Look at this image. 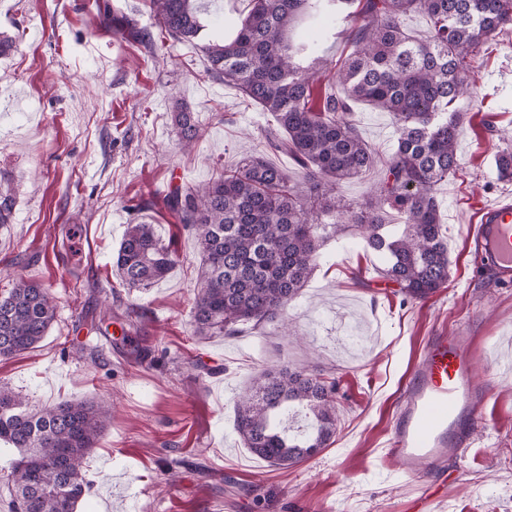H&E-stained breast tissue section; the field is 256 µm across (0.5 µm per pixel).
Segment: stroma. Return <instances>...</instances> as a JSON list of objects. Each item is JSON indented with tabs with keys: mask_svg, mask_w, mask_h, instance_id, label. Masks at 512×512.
Instances as JSON below:
<instances>
[{
	"mask_svg": "<svg viewBox=\"0 0 512 512\" xmlns=\"http://www.w3.org/2000/svg\"><path fill=\"white\" fill-rule=\"evenodd\" d=\"M92 3L0 0V28L17 37L0 58V185L17 191L0 227V293L22 274L56 303L34 349L0 357V384L32 409L63 400L108 409L78 512H512V282L475 259L469 241L481 208L512 198L496 170L512 150V25L482 48L477 98L457 103L462 170L439 188L447 288L404 296L344 236L324 243L286 314L203 338L190 326L200 258L163 196L262 150L273 119L205 77L201 49L123 42ZM180 104L200 129L188 150L172 128ZM353 112L387 159L391 116L363 104ZM141 221L175 254L168 278L146 291L125 288L112 264L127 225ZM121 304L146 314L126 336L103 317ZM442 330L471 337L490 400L470 447L417 480L386 444L410 373ZM283 367L335 380L339 415L328 446L288 468L253 455L234 430L238 396L259 371Z\"/></svg>",
	"mask_w": 512,
	"mask_h": 512,
	"instance_id": "1",
	"label": "stroma"
}]
</instances>
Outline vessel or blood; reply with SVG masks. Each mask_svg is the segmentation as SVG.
<instances>
[{"instance_id":"b4317fda","label":"vessel or blood","mask_w":512,"mask_h":512,"mask_svg":"<svg viewBox=\"0 0 512 512\" xmlns=\"http://www.w3.org/2000/svg\"><path fill=\"white\" fill-rule=\"evenodd\" d=\"M479 259L502 281H512V201L482 208L473 227ZM489 391L473 377L465 339L445 331L430 337L426 358L415 368L388 440V455L412 477L460 456L480 419Z\"/></svg>"}]
</instances>
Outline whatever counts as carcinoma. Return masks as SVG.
Masks as SVG:
<instances>
[{"instance_id":"cac0c4a2","label":"carcinoma","mask_w":512,"mask_h":512,"mask_svg":"<svg viewBox=\"0 0 512 512\" xmlns=\"http://www.w3.org/2000/svg\"><path fill=\"white\" fill-rule=\"evenodd\" d=\"M198 0H145L153 27L181 44H196L206 24ZM230 40L201 46L214 81L274 118L269 148L290 154L303 186L252 153L203 186L177 185L168 208L195 240L200 257L192 311L197 336H234L275 318L300 296L321 260L320 247L346 234L384 260L382 276L414 299L447 287L448 241L438 188L456 176L462 113L455 103L473 95L468 73L480 48L512 25V0H250ZM327 26L344 13L361 20L351 51L320 83L300 66L286 32L303 14ZM426 15L431 35L419 40L403 27ZM114 33L154 49L147 27L112 17ZM387 112L397 131L391 156L377 163L358 132L352 104ZM186 147L197 138L193 113L172 115ZM379 167L371 198L355 207L340 186ZM498 177L512 181V152L496 159ZM12 189H0V224L10 223ZM399 223L392 224V216ZM128 288L147 289L174 267L172 252L146 222L129 224L114 257ZM48 289L19 277L0 294V357L24 353L53 324ZM335 382L305 370H263L236 403L235 430L251 453L285 467L326 447L336 433ZM297 409L313 415V431L288 434L281 418ZM104 410L87 401H60L31 410L0 386V447L19 457L8 477L12 512H77L86 491L82 463L102 436Z\"/></svg>"}]
</instances>
